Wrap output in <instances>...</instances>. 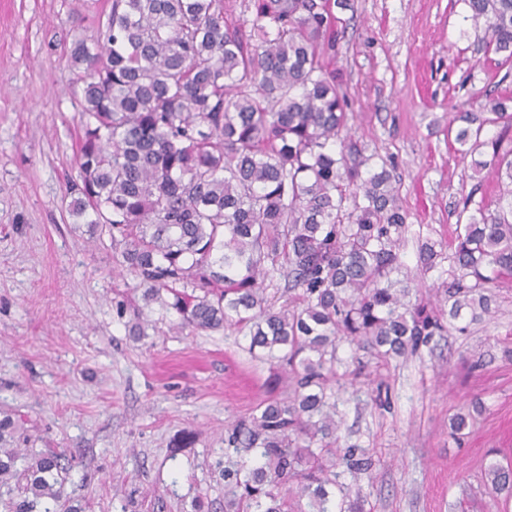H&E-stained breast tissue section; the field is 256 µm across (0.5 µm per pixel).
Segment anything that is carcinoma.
<instances>
[{
    "label": "carcinoma",
    "instance_id": "1",
    "mask_svg": "<svg viewBox=\"0 0 512 512\" xmlns=\"http://www.w3.org/2000/svg\"><path fill=\"white\" fill-rule=\"evenodd\" d=\"M463 3L485 53L511 62L512 0ZM338 9L354 0H112L96 39L71 45L83 68L71 215L109 237L145 306L173 310L176 328L246 330L250 350L281 353L286 396L228 434L225 512H335L328 487L345 497L341 474L373 467L366 449L335 447L337 342L415 356L446 322L492 315L489 284L512 273V149L485 138L512 127V97L491 95L449 123L477 171L507 180V203L463 224L438 309L404 303L414 285L393 274L408 213L386 163L352 142L347 90L326 65ZM440 257L421 242V272ZM24 432L0 418V512H83L67 492L74 457L18 447ZM484 479L512 497L511 465Z\"/></svg>",
    "mask_w": 512,
    "mask_h": 512
}]
</instances>
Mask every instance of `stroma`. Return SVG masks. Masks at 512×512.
<instances>
[{
    "label": "stroma",
    "instance_id": "obj_1",
    "mask_svg": "<svg viewBox=\"0 0 512 512\" xmlns=\"http://www.w3.org/2000/svg\"><path fill=\"white\" fill-rule=\"evenodd\" d=\"M111 3L0 0V410L22 416L37 447L75 452L69 489L86 512H122L136 489L137 512H224V440L280 393L278 365L243 335L174 329L156 303L145 337L129 336L141 293L62 202L82 136L70 44ZM482 36L462 0H354L332 63L353 139L398 180L404 272L416 274L421 240L442 254L429 289L448 279L464 201L493 209L503 192L448 132L486 94L512 95V65L488 60ZM495 288V313L415 357L380 367L339 344L336 369L353 377L336 402L340 442L376 461L341 477L364 512H512L483 481L489 463L512 464V277ZM475 401L483 414L453 433Z\"/></svg>",
    "mask_w": 512,
    "mask_h": 512
}]
</instances>
